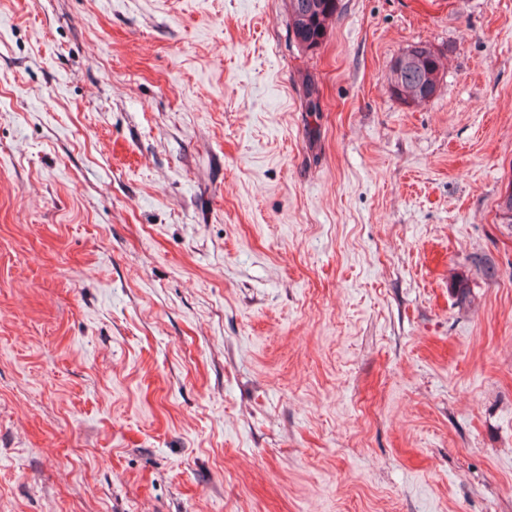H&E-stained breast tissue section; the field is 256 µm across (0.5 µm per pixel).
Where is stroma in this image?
<instances>
[{
  "instance_id": "35a3bbf8",
  "label": "stroma",
  "mask_w": 512,
  "mask_h": 512,
  "mask_svg": "<svg viewBox=\"0 0 512 512\" xmlns=\"http://www.w3.org/2000/svg\"><path fill=\"white\" fill-rule=\"evenodd\" d=\"M510 190L512 0H0V512H512ZM339 10V0H288V37L305 51L317 50ZM413 48L396 64L397 69L413 68L410 71H398L394 65L395 59L405 50ZM432 45L426 42H416L407 46L390 63L388 73L389 91L392 96L407 105L420 104L427 100V95L436 86H440L443 79L442 53L433 51ZM435 50V49H434Z\"/></svg>"
}]
</instances>
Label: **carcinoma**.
Wrapping results in <instances>:
<instances>
[{
    "label": "carcinoma",
    "instance_id": "carcinoma-1",
    "mask_svg": "<svg viewBox=\"0 0 512 512\" xmlns=\"http://www.w3.org/2000/svg\"><path fill=\"white\" fill-rule=\"evenodd\" d=\"M339 10V0H288V37L305 51L317 50ZM411 48L420 57L419 66L398 71L389 66L388 85L392 96L407 105L420 104L443 79L442 53L426 42Z\"/></svg>",
    "mask_w": 512,
    "mask_h": 512
}]
</instances>
